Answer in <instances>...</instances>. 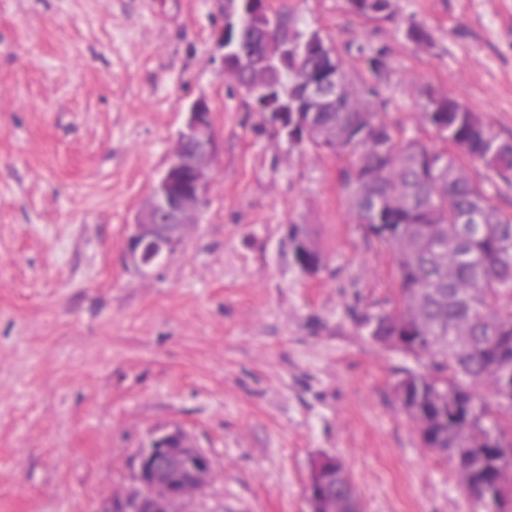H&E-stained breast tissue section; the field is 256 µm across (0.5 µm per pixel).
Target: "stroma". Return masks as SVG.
<instances>
[{
	"instance_id": "stroma-1",
	"label": "stroma",
	"mask_w": 512,
	"mask_h": 512,
	"mask_svg": "<svg viewBox=\"0 0 512 512\" xmlns=\"http://www.w3.org/2000/svg\"><path fill=\"white\" fill-rule=\"evenodd\" d=\"M337 49H389L382 121L422 138L421 84L512 139V0H288ZM227 0H0V512H103L140 448L182 429L213 462L190 512H307L336 457L363 512H469L395 383L413 359L371 336L397 294L390 249L350 212L353 155L276 136L228 91ZM429 40H411L408 20ZM206 97L208 204L161 276L135 272V214ZM323 254L292 261L288 227ZM349 9L356 15L372 21L392 15V0H346Z\"/></svg>"
}]
</instances>
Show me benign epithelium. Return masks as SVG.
<instances>
[{
	"instance_id": "benign-epithelium-1",
	"label": "benign epithelium",
	"mask_w": 512,
	"mask_h": 512,
	"mask_svg": "<svg viewBox=\"0 0 512 512\" xmlns=\"http://www.w3.org/2000/svg\"><path fill=\"white\" fill-rule=\"evenodd\" d=\"M336 87V76L309 83L308 102L323 103ZM219 143L208 100L197 98L188 108L177 136L175 158L152 187L145 206L131 225L128 256L142 274H161L165 258L182 244L186 229L198 223L208 202L210 169ZM136 476L151 491L135 500L111 502L107 512H186L191 499L206 486L212 461L180 430L163 432L137 454ZM336 459L312 463L306 485L308 512H316L336 476Z\"/></svg>"
}]
</instances>
